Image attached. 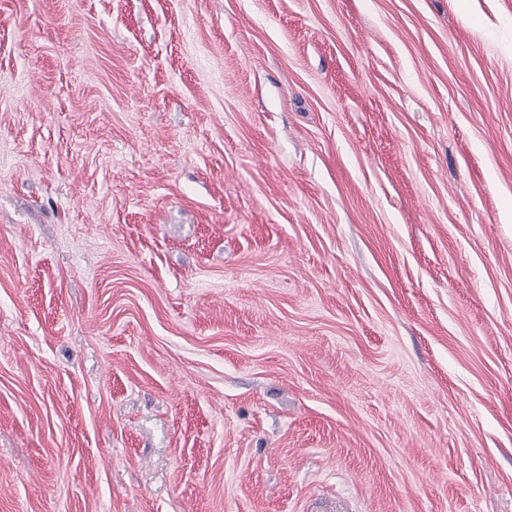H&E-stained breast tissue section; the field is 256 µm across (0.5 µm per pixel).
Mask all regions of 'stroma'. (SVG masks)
Here are the masks:
<instances>
[{
	"mask_svg": "<svg viewBox=\"0 0 512 512\" xmlns=\"http://www.w3.org/2000/svg\"><path fill=\"white\" fill-rule=\"evenodd\" d=\"M0 512H512V0H0Z\"/></svg>",
	"mask_w": 512,
	"mask_h": 512,
	"instance_id": "35a3bbf8",
	"label": "stroma"
}]
</instances>
